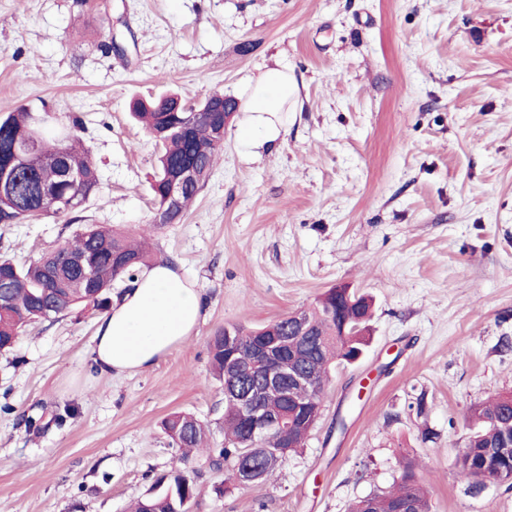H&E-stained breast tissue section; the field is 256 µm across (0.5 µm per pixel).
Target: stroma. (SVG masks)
I'll use <instances>...</instances> for the list:
<instances>
[{
    "label": "stroma",
    "instance_id": "1",
    "mask_svg": "<svg viewBox=\"0 0 512 512\" xmlns=\"http://www.w3.org/2000/svg\"><path fill=\"white\" fill-rule=\"evenodd\" d=\"M276 65L300 88L284 135L245 153L233 112L180 223L150 236L202 290L193 336L101 377L85 367L99 314L79 308L0 352V512H128L176 460L169 414L224 444L210 337L339 284L373 302L364 357L333 369L315 429L266 481L195 454L197 512H348L407 463L433 512H512V489L457 477L470 408L512 393V0H0V113L81 117L100 181L80 212L0 224V254L27 263L85 224L142 233L155 145L131 100L241 105Z\"/></svg>",
    "mask_w": 512,
    "mask_h": 512
}]
</instances>
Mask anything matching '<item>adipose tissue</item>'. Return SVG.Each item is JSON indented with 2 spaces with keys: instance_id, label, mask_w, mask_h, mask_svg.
Segmentation results:
<instances>
[{
  "instance_id": "obj_1",
  "label": "adipose tissue",
  "mask_w": 512,
  "mask_h": 512,
  "mask_svg": "<svg viewBox=\"0 0 512 512\" xmlns=\"http://www.w3.org/2000/svg\"><path fill=\"white\" fill-rule=\"evenodd\" d=\"M298 94V83L287 69L262 72L244 107L242 146L254 150L277 140L282 128L273 116ZM202 311V292L195 281L169 266L152 267L98 320L87 367L112 377L144 372L192 336Z\"/></svg>"
}]
</instances>
